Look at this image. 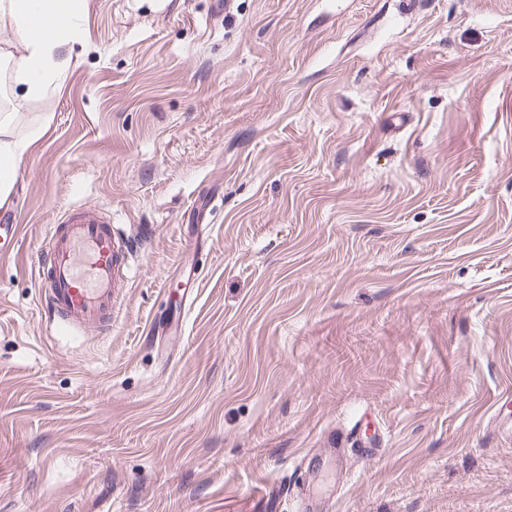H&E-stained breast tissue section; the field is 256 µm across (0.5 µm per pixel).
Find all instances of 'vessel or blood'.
Wrapping results in <instances>:
<instances>
[{"label":"vessel or blood","mask_w":512,"mask_h":512,"mask_svg":"<svg viewBox=\"0 0 512 512\" xmlns=\"http://www.w3.org/2000/svg\"><path fill=\"white\" fill-rule=\"evenodd\" d=\"M127 268V246L109 220L88 209H68L51 227L38 268L45 307L63 329L111 331L113 301Z\"/></svg>","instance_id":"1"}]
</instances>
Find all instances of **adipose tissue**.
I'll list each match as a JSON object with an SVG mask.
<instances>
[{
  "mask_svg": "<svg viewBox=\"0 0 512 512\" xmlns=\"http://www.w3.org/2000/svg\"><path fill=\"white\" fill-rule=\"evenodd\" d=\"M85 12L86 0H0V14L12 19L23 48L15 70L16 103L47 93L62 70V49L81 40ZM13 127V113L1 112L0 198L7 196L14 184L30 141L41 134L35 128L28 138L20 139L14 136Z\"/></svg>",
  "mask_w": 512,
  "mask_h": 512,
  "instance_id": "1",
  "label": "adipose tissue"
}]
</instances>
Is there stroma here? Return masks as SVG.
<instances>
[{"instance_id":"1","label":"stroma","mask_w":512,"mask_h":512,"mask_svg":"<svg viewBox=\"0 0 512 512\" xmlns=\"http://www.w3.org/2000/svg\"><path fill=\"white\" fill-rule=\"evenodd\" d=\"M83 27L43 97L0 71L42 130L0 203V512H512V0H87ZM74 206L130 250L107 334L41 305ZM362 413L381 453L336 463Z\"/></svg>"}]
</instances>
